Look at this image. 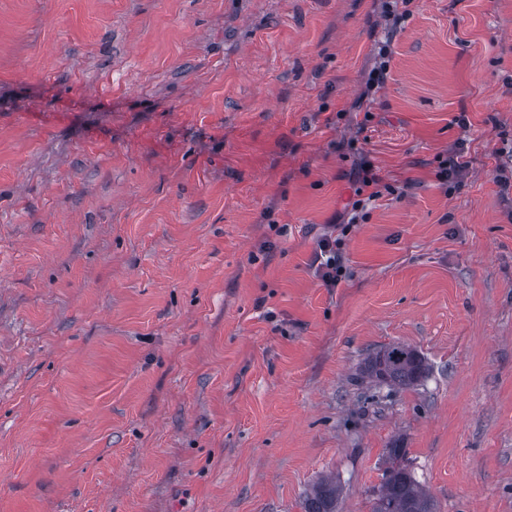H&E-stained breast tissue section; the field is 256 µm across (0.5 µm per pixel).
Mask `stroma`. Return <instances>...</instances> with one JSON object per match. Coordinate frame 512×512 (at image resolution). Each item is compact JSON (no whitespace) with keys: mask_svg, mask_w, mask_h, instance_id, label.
<instances>
[{"mask_svg":"<svg viewBox=\"0 0 512 512\" xmlns=\"http://www.w3.org/2000/svg\"><path fill=\"white\" fill-rule=\"evenodd\" d=\"M384 4L0 0V512H370L394 443L512 512V0ZM393 343L430 374L371 391ZM459 157L461 156L455 153L441 162L438 177L447 187L448 183L450 185L458 184L463 172L468 167V163L460 161ZM380 196L379 192H372L366 198H358L351 203V216L347 222H337L328 224L331 229L320 236L317 240V246L314 252L313 265L317 277L323 285L328 288H334L339 285L346 277V268L342 262L341 245L344 234L348 231L350 224H356L359 213L367 209ZM340 232L336 235V232ZM339 485L336 478L326 477L317 482L302 502L303 512H337Z\"/></svg>","mask_w":512,"mask_h":512,"instance_id":"obj_1","label":"stroma"}]
</instances>
